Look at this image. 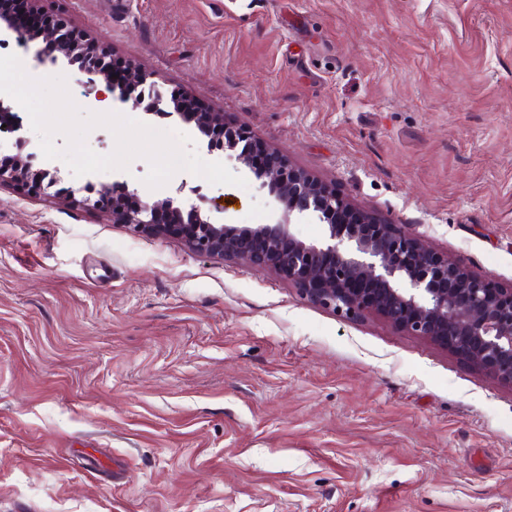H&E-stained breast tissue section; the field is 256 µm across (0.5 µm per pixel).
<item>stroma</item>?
Here are the masks:
<instances>
[{"mask_svg":"<svg viewBox=\"0 0 512 512\" xmlns=\"http://www.w3.org/2000/svg\"><path fill=\"white\" fill-rule=\"evenodd\" d=\"M353 206L512 288V0H46ZM112 109L189 135L134 100ZM63 186L272 197L134 159ZM0 512H512V387L271 269L0 188Z\"/></svg>","mask_w":512,"mask_h":512,"instance_id":"obj_1","label":"stroma"}]
</instances>
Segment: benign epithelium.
<instances>
[{
	"instance_id": "7a95c632",
	"label": "benign epithelium",
	"mask_w": 512,
	"mask_h": 512,
	"mask_svg": "<svg viewBox=\"0 0 512 512\" xmlns=\"http://www.w3.org/2000/svg\"><path fill=\"white\" fill-rule=\"evenodd\" d=\"M0 29L22 44L41 39V56L78 65L88 88H115L106 53L64 24L22 29L0 12ZM147 81L143 74L133 75L126 94L139 102L147 99L151 111L166 114L179 94L167 98ZM176 112L208 134L210 149L224 152L226 159L262 180L279 217L270 224H218L200 205L178 206L169 198L112 210L113 223L134 232L178 236L200 254L265 265L318 306L346 318L381 314L392 326L457 351L512 386V288H501L492 278L427 247L409 227L354 207L286 159L255 168L254 139L244 129L225 124L219 113ZM12 183L45 194L58 185V177L19 155L10 163L0 162V187ZM307 218L324 224L322 242L307 243L294 232L295 224Z\"/></svg>"
}]
</instances>
